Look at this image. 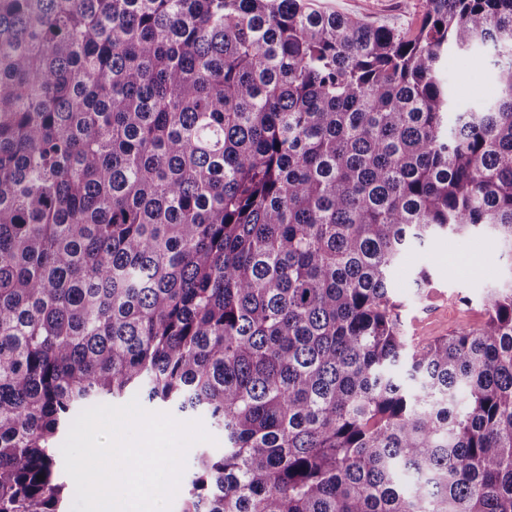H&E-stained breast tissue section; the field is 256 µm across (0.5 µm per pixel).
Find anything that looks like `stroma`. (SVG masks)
<instances>
[{"instance_id":"obj_1","label":"stroma","mask_w":512,"mask_h":512,"mask_svg":"<svg viewBox=\"0 0 512 512\" xmlns=\"http://www.w3.org/2000/svg\"><path fill=\"white\" fill-rule=\"evenodd\" d=\"M325 10L347 14L374 25L414 27L420 22L424 0H316ZM444 74L464 96L465 102L480 101L490 81V62L449 57ZM428 270L432 283L421 291L413 280L419 270ZM512 270V257L490 239L440 237L424 246L412 247L393 274L392 295L399 304L401 320L413 340L445 336L476 325L483 305Z\"/></svg>"}]
</instances>
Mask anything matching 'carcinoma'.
Instances as JSON below:
<instances>
[{"label": "carcinoma", "mask_w": 512, "mask_h": 512, "mask_svg": "<svg viewBox=\"0 0 512 512\" xmlns=\"http://www.w3.org/2000/svg\"><path fill=\"white\" fill-rule=\"evenodd\" d=\"M476 232L512 252V0H0V512H63L58 435L131 390L224 431L180 512H512V274L417 342L391 295ZM320 7L359 18L374 25L415 28L424 0H316ZM490 57L482 64L468 57L467 61L460 60L458 56L448 57L444 64L443 73L453 82L464 96L461 105L480 101L482 93L490 85V72L492 65Z\"/></svg>", "instance_id": "cac0c4a2"}]
</instances>
